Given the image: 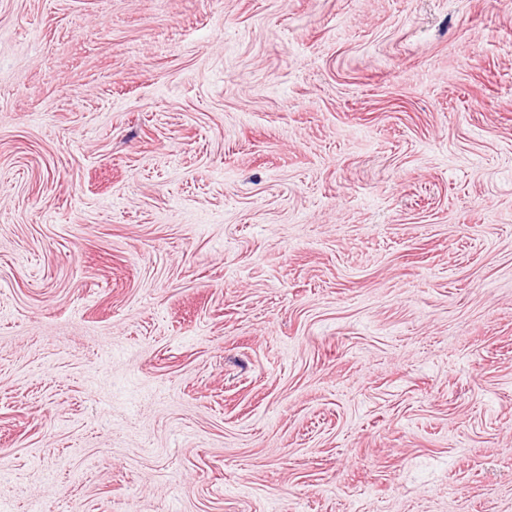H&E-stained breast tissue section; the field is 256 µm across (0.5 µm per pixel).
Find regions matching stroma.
I'll return each instance as SVG.
<instances>
[{"mask_svg": "<svg viewBox=\"0 0 512 512\" xmlns=\"http://www.w3.org/2000/svg\"><path fill=\"white\" fill-rule=\"evenodd\" d=\"M0 512H512V0H0Z\"/></svg>", "mask_w": 512, "mask_h": 512, "instance_id": "35a3bbf8", "label": "stroma"}]
</instances>
